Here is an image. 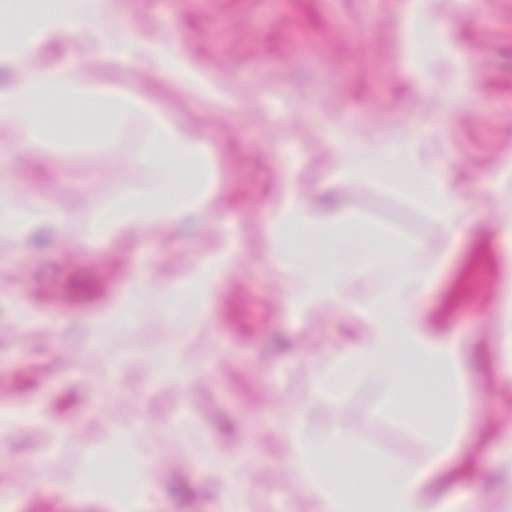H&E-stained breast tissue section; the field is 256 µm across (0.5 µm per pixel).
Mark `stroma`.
Masks as SVG:
<instances>
[{
    "instance_id": "1",
    "label": "stroma",
    "mask_w": 512,
    "mask_h": 512,
    "mask_svg": "<svg viewBox=\"0 0 512 512\" xmlns=\"http://www.w3.org/2000/svg\"><path fill=\"white\" fill-rule=\"evenodd\" d=\"M441 24L413 34L414 0H120L117 26L192 58L223 86L224 103L191 93L142 60L113 63L86 57L62 39L38 51L41 62L86 73L97 92L46 107L50 122L80 131L96 123L102 101L129 93L193 128L210 148L215 211L223 225L191 214L177 228L123 242L92 238L91 212L134 186L132 157L148 142L141 124L126 125L108 147L75 137L63 152L14 165L0 158V186L16 205L30 195L65 191L71 222L59 234L21 243L0 233V411L37 407L39 422L0 430V492L13 512H113L108 497L75 492L98 453L113 447V430L146 421L136 445L155 474L153 495L137 512H214L221 500L245 496L247 512H314L313 497L280 447L290 413L326 420L332 406L312 391L316 372L357 335L349 310L296 316L285 296L290 273L270 261L271 231L262 215L284 189L332 198L359 219L354 229L366 255L363 285L387 287L393 259L378 261L367 229L430 240L434 220L412 195L386 188L402 164L392 160L380 179H334L336 150L329 128L368 147L390 137L428 133L424 153H444L471 226L454 252L432 251L415 263L439 264L422 305L438 336L482 342L505 355L512 333L495 296L500 263L512 248L497 237L499 212L512 207V0H441ZM113 25V26H116ZM104 25L102 39L112 35ZM225 236L241 252L226 285L204 303L182 302L176 321L161 312L165 289L205 260ZM152 268L161 288L138 302L136 323L112 329V306L129 282ZM194 362L188 381L159 377L162 351ZM485 365L470 375V409L484 440L444 465L427 485L430 496H478L482 512H500L512 484L473 480V472L504 467L496 435L512 429V373L497 384ZM407 410L366 422L386 399L368 380L343 397L347 422L363 446L342 489L377 493L386 461L420 463L426 433L444 421L449 389L410 380ZM232 455L242 484L225 483L209 461Z\"/></svg>"
}]
</instances>
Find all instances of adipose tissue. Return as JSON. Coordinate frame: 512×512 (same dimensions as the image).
Instances as JSON below:
<instances>
[{"mask_svg": "<svg viewBox=\"0 0 512 512\" xmlns=\"http://www.w3.org/2000/svg\"><path fill=\"white\" fill-rule=\"evenodd\" d=\"M115 0H56L49 10L33 8L18 12L23 29L7 52L0 54V64L12 72L13 88L0 92V148L11 151L19 161L65 146L72 138L70 128H61L55 138H48L42 111L48 103L74 101L91 94L85 74L67 67L45 68L35 65L33 55L44 44L62 34L72 33L80 41L84 54L110 53L113 59L134 63L150 57L154 66L189 89L209 91L205 77L186 59H174L159 44L120 33L109 43L94 37L101 17L116 9ZM112 120L101 132L100 142L117 138L127 122L139 120L149 130V140L134 164L142 179L133 187L113 194L111 203L91 216L102 237L140 234L162 224L181 223L186 214L214 195L215 179L210 150L195 132L170 122L163 113L147 110L136 97H122L112 103ZM421 204L434 218V244L439 254H447L461 240L465 230L464 208L453 186L432 185L420 194ZM273 226L322 225L335 232L338 239L337 269L332 278L321 279L304 266L293 247L274 243L273 259L289 267L296 275L289 298L295 299L299 315L326 308L351 307L362 329L343 352L335 366L317 372L313 379L316 394L338 398L349 379L363 377L382 387L386 394L397 393L407 365L434 369L455 380L457 408L443 427L428 436L429 453L418 465L391 462L385 486L380 493L378 512H477L474 498L464 495L433 498L424 485L440 462L457 458L475 447L479 436L471 429L466 410L469 398L468 378L471 364L479 355L477 345H464L455 338L439 337L429 330L421 299L431 285L436 269L412 262L420 248L418 241L400 243L401 261L394 270L389 288L375 295L360 293L361 281L351 246L344 233L349 215L328 208L293 192L279 196L264 215ZM68 221L66 207L56 197L39 195L29 199L26 208H15L9 194L0 191V231L26 239L36 224L62 229ZM233 246L222 245L206 261L189 268L183 278L184 291L204 296L228 277L235 260ZM359 435L344 421L326 429L313 428L308 416L299 412L291 419L281 437V446L315 497L316 512H353V502L334 488L333 479L323 477L318 457L331 448H357Z\"/></svg>", "mask_w": 512, "mask_h": 512, "instance_id": "obj_1", "label": "adipose tissue"}]
</instances>
